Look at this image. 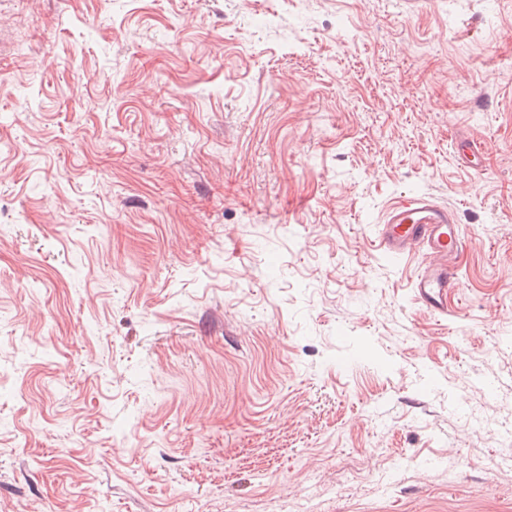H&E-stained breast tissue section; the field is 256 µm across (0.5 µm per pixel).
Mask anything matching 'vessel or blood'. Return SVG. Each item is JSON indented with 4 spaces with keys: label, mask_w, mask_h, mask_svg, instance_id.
<instances>
[{
    "label": "vessel or blood",
    "mask_w": 512,
    "mask_h": 512,
    "mask_svg": "<svg viewBox=\"0 0 512 512\" xmlns=\"http://www.w3.org/2000/svg\"><path fill=\"white\" fill-rule=\"evenodd\" d=\"M466 245L455 212L426 197L393 203L379 231V246L386 253L425 256L414 286L418 299L433 310L443 309L449 289L457 286L455 260Z\"/></svg>",
    "instance_id": "vessel-or-blood-1"
}]
</instances>
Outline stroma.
Segmentation results:
<instances>
[{
    "label": "stroma",
    "instance_id": "obj_1",
    "mask_svg": "<svg viewBox=\"0 0 512 512\" xmlns=\"http://www.w3.org/2000/svg\"><path fill=\"white\" fill-rule=\"evenodd\" d=\"M0 512H512V0H0ZM466 245L456 213L427 197L413 196L393 203L380 225L379 246L386 253L425 256L414 288L418 299L433 310H442L448 288H456L454 260Z\"/></svg>",
    "mask_w": 512,
    "mask_h": 512
}]
</instances>
